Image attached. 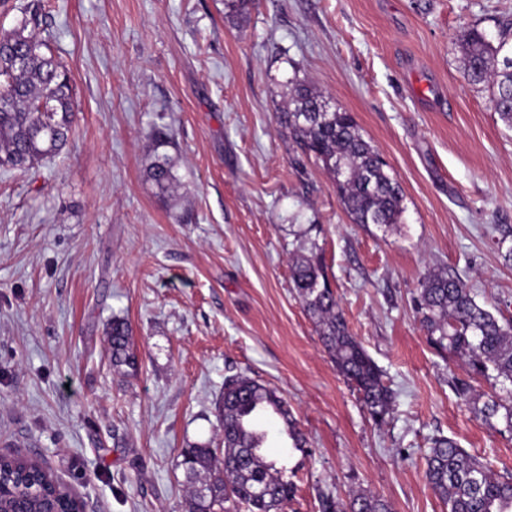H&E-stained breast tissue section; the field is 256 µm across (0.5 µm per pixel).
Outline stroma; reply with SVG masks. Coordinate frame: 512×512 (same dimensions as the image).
I'll return each instance as SVG.
<instances>
[{"mask_svg": "<svg viewBox=\"0 0 512 512\" xmlns=\"http://www.w3.org/2000/svg\"><path fill=\"white\" fill-rule=\"evenodd\" d=\"M36 12L77 114L40 166L0 168V454L37 455L85 512H186L183 448L221 445L241 373L287 400L307 440L269 424L296 486L288 512L368 490L392 512H448L425 478L433 438L512 474V436L455 396L428 343L420 279L452 270L512 317V130L467 83L462 31L512 0H0ZM310 81L351 112L404 191L399 224L353 223L331 175L276 114ZM181 186L158 195L156 150ZM320 247L349 329L396 392L373 422L319 342L291 267ZM138 367L112 365L110 327Z\"/></svg>", "mask_w": 512, "mask_h": 512, "instance_id": "stroma-1", "label": "stroma"}]
</instances>
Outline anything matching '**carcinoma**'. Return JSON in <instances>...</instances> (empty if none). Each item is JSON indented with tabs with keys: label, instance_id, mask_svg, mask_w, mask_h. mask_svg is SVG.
Masks as SVG:
<instances>
[{
	"label": "carcinoma",
	"instance_id": "carcinoma-1",
	"mask_svg": "<svg viewBox=\"0 0 512 512\" xmlns=\"http://www.w3.org/2000/svg\"><path fill=\"white\" fill-rule=\"evenodd\" d=\"M249 0H224V15L242 17ZM38 16L22 18L12 28L0 27V167L33 169L54 156L68 141L75 109L73 86L63 63L48 41L36 32ZM464 78L488 92L494 111L512 129V19L497 23L496 32L472 26L461 36ZM289 107L277 119L293 142L313 154L334 175L336 190L356 224L392 227L400 223L404 194L388 172L380 153L360 132L354 117L344 111L317 112L324 99L309 83L291 82ZM148 179L162 193L178 186L172 159L155 154ZM317 243L311 256L296 261L293 288L314 321L319 341L338 372L357 391L363 405L382 424L394 403V393L379 367L349 332L346 318L320 262ZM414 309L428 342L441 354L459 360L465 376L452 380L454 393L466 404H477L474 382L484 379L497 391L478 408L485 424L512 435V319L494 314L476 300L457 273L433 272L419 281ZM130 329L112 319V366L136 370ZM222 448L191 444L183 449L180 466L190 486L188 512H222L225 504L247 512H283L295 494L285 478L286 468L265 456L268 432L256 418L272 414L282 420V432L293 448L306 441L296 429L288 404L277 393L247 375L229 378L220 405ZM426 479L448 512H512V475L468 453L451 438L432 441L426 459ZM210 477L199 479L200 469ZM0 482L11 491L0 496V512H47L59 491L45 483L44 470L30 457L0 460ZM324 512H390L388 503L369 492L347 502L323 500Z\"/></svg>",
	"mask_w": 512,
	"mask_h": 512
}]
</instances>
